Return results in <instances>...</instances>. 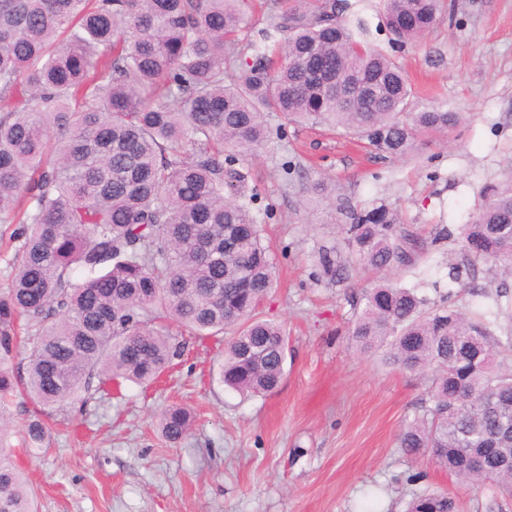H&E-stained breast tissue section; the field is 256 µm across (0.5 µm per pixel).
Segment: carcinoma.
Listing matches in <instances>:
<instances>
[{"mask_svg": "<svg viewBox=\"0 0 512 512\" xmlns=\"http://www.w3.org/2000/svg\"><path fill=\"white\" fill-rule=\"evenodd\" d=\"M245 0H0V224L14 255L0 288V403L36 401L23 451H47L48 421L81 394L120 381L151 383L186 341L232 331L219 379L245 396L283 376L280 324L256 317L276 283L246 195L248 162L268 141L263 111L363 140L403 157L420 135L462 114L418 103L398 61L368 41L365 23L336 0H276L267 26L283 36L279 61L242 42ZM383 24L416 43L443 19L445 0H383ZM240 69L226 82L224 65ZM339 71L341 89L310 72ZM373 88L371 96L362 84ZM24 97V104L12 100ZM353 269L414 268L423 244L385 204L334 201ZM461 263L512 281V178L484 188L459 228ZM344 275L337 250L319 251ZM346 335L363 353L431 382L428 406L401 431L410 458L512 498V325L451 305L426 307L416 289L382 277L363 289ZM33 344L14 367L21 337ZM172 445L188 433L178 406L158 418ZM0 412V512H35ZM406 512H458L445 491L413 495Z\"/></svg>", "mask_w": 512, "mask_h": 512, "instance_id": "1", "label": "carcinoma"}]
</instances>
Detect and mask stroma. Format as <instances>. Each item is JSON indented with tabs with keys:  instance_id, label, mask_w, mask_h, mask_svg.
<instances>
[{
	"instance_id": "1",
	"label": "stroma",
	"mask_w": 512,
	"mask_h": 512,
	"mask_svg": "<svg viewBox=\"0 0 512 512\" xmlns=\"http://www.w3.org/2000/svg\"><path fill=\"white\" fill-rule=\"evenodd\" d=\"M338 3L396 57L420 103L465 113V121L420 140L416 157L383 160L340 133L268 113L270 139L250 165L253 208L279 274L260 312L288 336L280 386L256 397L225 388L224 336L189 339L162 382L95 394L69 409L51 451L18 456L39 512H404L426 488L454 491L461 512H486L485 485L458 486L430 456L413 460L398 448L429 381L350 345L343 331L376 275L339 283L324 274L320 247L350 259L338 230L344 219L306 213L302 202L321 181L353 207L386 204L427 243L403 282L432 306L448 297L462 309L494 312L486 269L470 288L448 271L459 259L453 230L472 219L485 185L512 175V0H448L446 21L400 48L380 28L381 0ZM172 405L193 415L190 436L176 446L154 427ZM416 472L421 480L409 482Z\"/></svg>"
}]
</instances>
